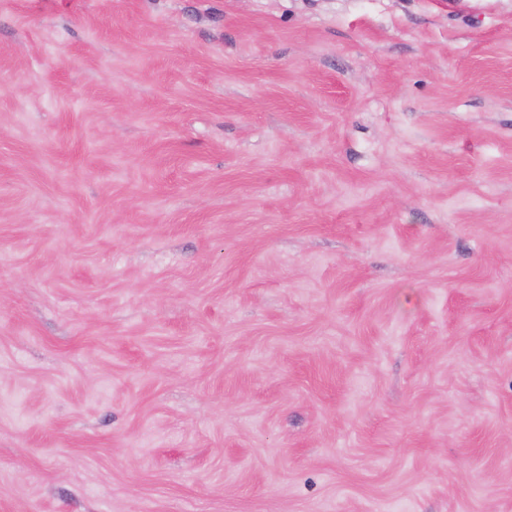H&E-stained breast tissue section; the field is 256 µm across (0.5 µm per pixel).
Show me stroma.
Returning <instances> with one entry per match:
<instances>
[{"mask_svg":"<svg viewBox=\"0 0 512 512\" xmlns=\"http://www.w3.org/2000/svg\"><path fill=\"white\" fill-rule=\"evenodd\" d=\"M0 512H512V0H0Z\"/></svg>","mask_w":512,"mask_h":512,"instance_id":"1","label":"stroma"}]
</instances>
